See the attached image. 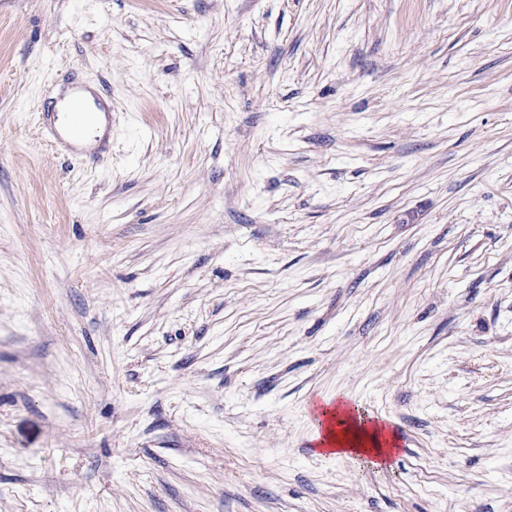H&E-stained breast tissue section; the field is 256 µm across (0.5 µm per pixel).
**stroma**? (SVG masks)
Instances as JSON below:
<instances>
[{
    "label": "stroma",
    "mask_w": 512,
    "mask_h": 512,
    "mask_svg": "<svg viewBox=\"0 0 512 512\" xmlns=\"http://www.w3.org/2000/svg\"><path fill=\"white\" fill-rule=\"evenodd\" d=\"M0 512H512V0H0ZM64 114L65 128L63 132L73 135L78 133L83 128V125L87 119L88 112L86 111L85 105L80 100H74L69 104ZM54 120H57L55 119V116L53 119V123L50 121L48 126L46 127L49 141L52 143L54 147H61L66 150L74 152V144L55 125ZM322 415L327 420H336V432L329 430L328 443L332 456H344L364 466H379L373 456L391 453L395 445L394 436L384 427L368 426L359 404L349 401L334 403L324 401Z\"/></svg>",
    "instance_id": "stroma-1"
}]
</instances>
